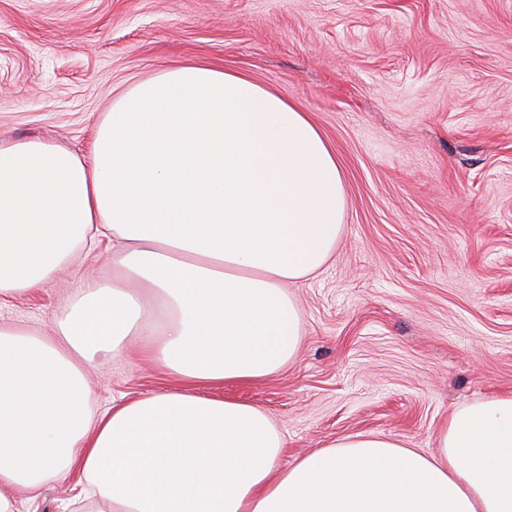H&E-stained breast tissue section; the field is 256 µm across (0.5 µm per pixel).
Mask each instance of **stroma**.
Instances as JSON below:
<instances>
[{
  "instance_id": "stroma-1",
  "label": "stroma",
  "mask_w": 512,
  "mask_h": 512,
  "mask_svg": "<svg viewBox=\"0 0 512 512\" xmlns=\"http://www.w3.org/2000/svg\"><path fill=\"white\" fill-rule=\"evenodd\" d=\"M206 60L308 114L346 193L328 264L287 284L302 344L210 389L264 410L280 464L374 433L437 453L455 408L512 393V0H0V140L89 158L120 95ZM112 245L0 301L51 338ZM102 410L175 388L137 342L88 369Z\"/></svg>"
}]
</instances>
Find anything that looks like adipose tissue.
Instances as JSON below:
<instances>
[{
  "instance_id": "adipose-tissue-1",
  "label": "adipose tissue",
  "mask_w": 512,
  "mask_h": 512,
  "mask_svg": "<svg viewBox=\"0 0 512 512\" xmlns=\"http://www.w3.org/2000/svg\"><path fill=\"white\" fill-rule=\"evenodd\" d=\"M344 208L308 115L206 61L117 99L90 160L0 141V293L108 239L120 269L80 278L59 344L0 328V512L75 472L76 512H512V395L456 408L434 455L363 433L285 468L264 411L205 396L295 354L284 287L329 262ZM132 336L178 388L92 412L84 364Z\"/></svg>"
}]
</instances>
